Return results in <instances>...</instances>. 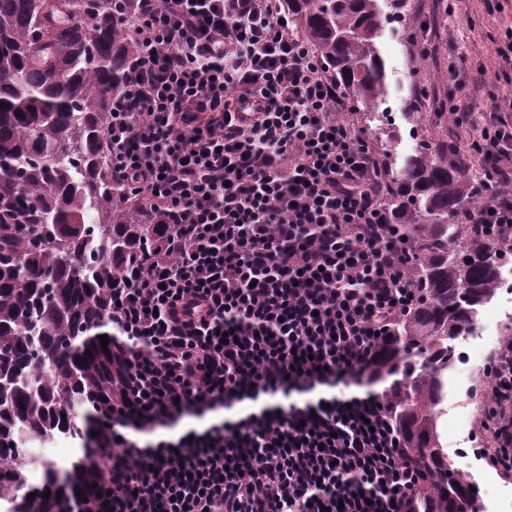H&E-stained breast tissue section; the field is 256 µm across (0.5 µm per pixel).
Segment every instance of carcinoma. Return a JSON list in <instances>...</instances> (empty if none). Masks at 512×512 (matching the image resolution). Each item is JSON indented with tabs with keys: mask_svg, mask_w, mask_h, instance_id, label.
<instances>
[{
	"mask_svg": "<svg viewBox=\"0 0 512 512\" xmlns=\"http://www.w3.org/2000/svg\"><path fill=\"white\" fill-rule=\"evenodd\" d=\"M292 30L342 90L382 100L379 0H282ZM118 0H0V505L55 512L83 485L88 451L61 472L33 444L84 440L123 383L110 327L112 289L131 257L158 239L143 206L112 183L106 132L112 94L136 53ZM389 206L412 253L420 299L380 341L375 368L418 474L410 512H485L467 475L448 465L438 431L448 370L496 290L512 247L479 224H456L481 200L465 150L425 147L392 173ZM108 339L101 347L99 336ZM92 354H86V351ZM40 481L31 482L32 471ZM50 497L43 498L44 492ZM35 498H28V494Z\"/></svg>",
	"mask_w": 512,
	"mask_h": 512,
	"instance_id": "obj_1",
	"label": "carcinoma"
}]
</instances>
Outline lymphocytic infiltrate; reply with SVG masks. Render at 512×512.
Returning a JSON list of instances; mask_svg holds the SVG:
<instances>
[{"label": "lymphocytic infiltrate", "instance_id": "lymphocytic-infiltrate-1", "mask_svg": "<svg viewBox=\"0 0 512 512\" xmlns=\"http://www.w3.org/2000/svg\"><path fill=\"white\" fill-rule=\"evenodd\" d=\"M279 0H135L106 134L112 178L168 230L112 291L120 398L63 512H409L376 348L418 298L379 163ZM512 99L471 144L466 224L512 242ZM481 427L512 473V346ZM366 387L365 395L344 388Z\"/></svg>", "mask_w": 512, "mask_h": 512}]
</instances>
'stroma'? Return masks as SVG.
Segmentation results:
<instances>
[{
	"mask_svg": "<svg viewBox=\"0 0 512 512\" xmlns=\"http://www.w3.org/2000/svg\"><path fill=\"white\" fill-rule=\"evenodd\" d=\"M378 40L388 93L377 107L383 122L371 126L361 106L346 100L347 115L384 162L403 160L420 143L471 142L491 110L492 97L512 95V71H502L495 49L512 24V0H380ZM470 113L459 127L449 105ZM483 402L448 396L441 441L452 450L465 431L480 432Z\"/></svg>",
	"mask_w": 512,
	"mask_h": 512,
	"instance_id": "obj_1",
	"label": "stroma"
}]
</instances>
